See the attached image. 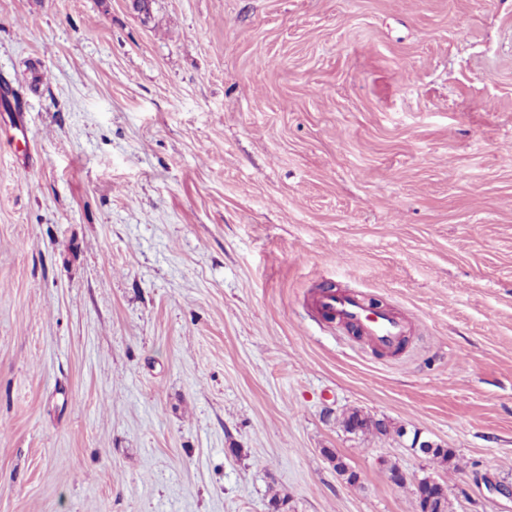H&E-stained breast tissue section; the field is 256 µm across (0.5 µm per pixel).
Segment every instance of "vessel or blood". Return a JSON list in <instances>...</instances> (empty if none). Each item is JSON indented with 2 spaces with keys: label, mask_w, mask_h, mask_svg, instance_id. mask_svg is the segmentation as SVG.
<instances>
[{
  "label": "vessel or blood",
  "mask_w": 512,
  "mask_h": 512,
  "mask_svg": "<svg viewBox=\"0 0 512 512\" xmlns=\"http://www.w3.org/2000/svg\"><path fill=\"white\" fill-rule=\"evenodd\" d=\"M317 310L326 323L356 328L375 349L382 351L400 347L409 328L405 318L374 309L356 294L322 290L317 296Z\"/></svg>",
  "instance_id": "obj_1"
}]
</instances>
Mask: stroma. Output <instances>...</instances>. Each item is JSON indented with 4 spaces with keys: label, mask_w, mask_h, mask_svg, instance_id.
I'll list each match as a JSON object with an SVG mask.
<instances>
[{
    "label": "stroma",
    "mask_w": 512,
    "mask_h": 512,
    "mask_svg": "<svg viewBox=\"0 0 512 512\" xmlns=\"http://www.w3.org/2000/svg\"><path fill=\"white\" fill-rule=\"evenodd\" d=\"M20 118L0 512H512V0H0ZM316 303L326 323L355 327L377 350L393 351L407 336L409 323L405 318L370 307L360 295L325 289L318 294ZM344 425L346 429L354 432H376L379 434H384L387 432V425L383 420H378L372 422L365 416H363L359 411L354 410L344 418Z\"/></svg>",
    "instance_id": "35a3bbf8"
}]
</instances>
